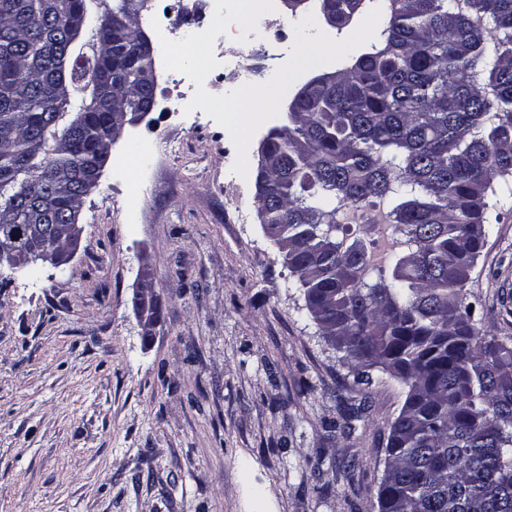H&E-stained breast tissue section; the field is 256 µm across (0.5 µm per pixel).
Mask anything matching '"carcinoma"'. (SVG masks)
<instances>
[{"mask_svg": "<svg viewBox=\"0 0 512 512\" xmlns=\"http://www.w3.org/2000/svg\"><path fill=\"white\" fill-rule=\"evenodd\" d=\"M145 0H0V225L65 224L97 185V149L131 99ZM380 47L307 82L266 137L262 229L354 382L407 385L389 425L378 512H512V346L481 336L465 285L487 198L512 179V0H389ZM363 0H320L347 25ZM79 112L70 114L74 94ZM389 202L401 236L373 264L342 222Z\"/></svg>", "mask_w": 512, "mask_h": 512, "instance_id": "cac0c4a2", "label": "carcinoma"}]
</instances>
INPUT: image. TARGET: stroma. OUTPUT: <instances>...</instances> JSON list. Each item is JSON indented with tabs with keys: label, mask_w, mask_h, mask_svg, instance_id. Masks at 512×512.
<instances>
[{
	"label": "stroma",
	"mask_w": 512,
	"mask_h": 512,
	"mask_svg": "<svg viewBox=\"0 0 512 512\" xmlns=\"http://www.w3.org/2000/svg\"><path fill=\"white\" fill-rule=\"evenodd\" d=\"M215 0H148L146 34L208 27ZM317 0L218 36L210 93L233 66L269 80ZM154 111L114 144L71 260L0 269V512H378L388 425L407 388L382 374L369 408L260 224L259 146L186 111L196 86L153 57ZM245 157L247 171L233 167ZM466 283L479 333L512 336V187L489 197ZM150 268L151 284L141 271ZM158 306L143 336L138 296Z\"/></svg>",
	"instance_id": "stroma-1"
}]
</instances>
